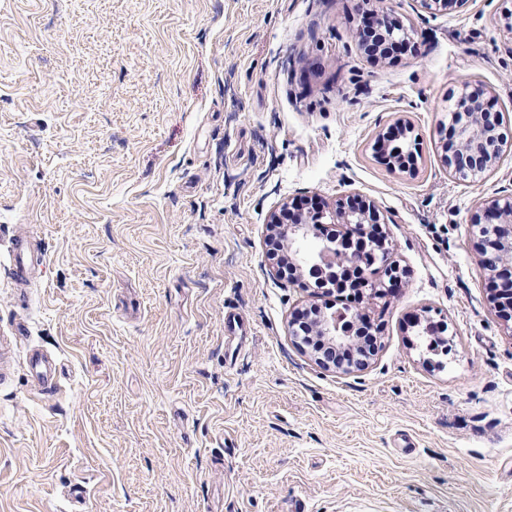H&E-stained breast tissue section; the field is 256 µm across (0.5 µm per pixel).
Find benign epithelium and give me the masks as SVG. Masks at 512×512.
Instances as JSON below:
<instances>
[{
  "instance_id": "benign-epithelium-1",
  "label": "benign epithelium",
  "mask_w": 512,
  "mask_h": 512,
  "mask_svg": "<svg viewBox=\"0 0 512 512\" xmlns=\"http://www.w3.org/2000/svg\"><path fill=\"white\" fill-rule=\"evenodd\" d=\"M424 9L449 11L464 5L467 0H420ZM365 26L378 30L389 44L402 45L414 40L415 32L406 28L388 14L371 9L364 18ZM500 113L495 110V100L490 91L481 84H469L458 98L455 109L449 113L448 124L440 131L439 148L441 161L448 175L477 181L485 173L498 166L504 154L512 149V139L502 131ZM413 128L399 120L387 131L378 135L374 143L375 157L391 169L402 172L410 170L416 161L411 149ZM401 141L399 152L402 159L388 151V143ZM380 217L371 201L352 203L339 200L331 208L310 202L292 207L288 204L274 212L268 222L267 231L273 250L269 259L282 271L288 265L296 271V279L318 280L327 290H336V281L321 279L322 262L327 260L329 243H337L324 237L327 224H353L364 239L351 252H340L342 263L365 273L379 264L388 282L401 281L403 271L388 262L389 242L382 232L370 233V224H379ZM479 239L480 263L488 272L491 298L497 304L505 321H512V196L495 199L478 207L473 219ZM346 311L310 307L298 310L288 321L289 335L299 347L308 345L307 337L315 336L329 350L327 354H314L315 363L325 369L354 371L363 369L368 360L338 365L333 357L336 352L354 349L349 332L340 327V315ZM351 320L359 322L362 315L357 311L346 312Z\"/></svg>"
}]
</instances>
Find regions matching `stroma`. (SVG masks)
<instances>
[{"label":"stroma","mask_w":512,"mask_h":512,"mask_svg":"<svg viewBox=\"0 0 512 512\" xmlns=\"http://www.w3.org/2000/svg\"><path fill=\"white\" fill-rule=\"evenodd\" d=\"M376 5L416 31L390 63L358 48L359 0H0V333L25 330L0 512H72L79 486L86 512H512V327L470 224L512 195V153L472 182L437 152L463 83L512 125V0ZM400 119L412 172L372 151ZM343 195L375 202L405 271L361 300L379 349L351 373L295 346V309L345 298L278 275L266 232ZM21 232L44 258L26 286ZM14 241V278L20 284H27L32 280L34 253L23 238L17 237ZM28 370L40 393L53 396L57 391L56 367L43 361L38 355L28 358Z\"/></svg>","instance_id":"obj_1"}]
</instances>
